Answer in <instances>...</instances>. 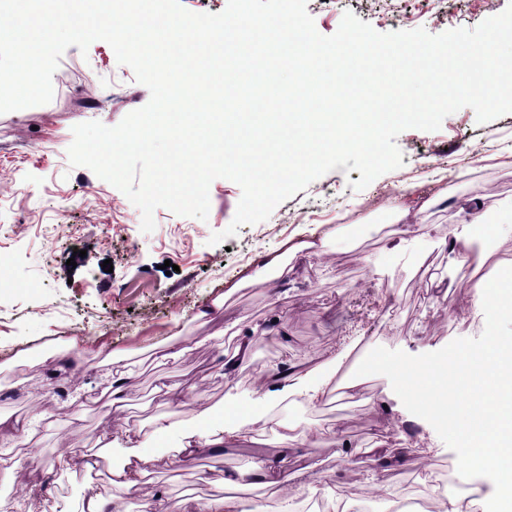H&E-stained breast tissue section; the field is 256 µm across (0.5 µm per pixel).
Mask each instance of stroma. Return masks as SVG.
Segmentation results:
<instances>
[{"label":"stroma","mask_w":512,"mask_h":512,"mask_svg":"<svg viewBox=\"0 0 512 512\" xmlns=\"http://www.w3.org/2000/svg\"><path fill=\"white\" fill-rule=\"evenodd\" d=\"M511 4L307 0V10L324 36L348 11L380 33L422 28L436 35L476 28ZM52 84L50 103L0 114V358L46 345L65 352L30 375L0 372V416L29 423L27 435H0V457L35 462L25 487L0 473V512H79L94 493L93 468L111 469L133 424L148 429L138 441L148 458L147 490L174 503L223 494L228 473L244 477L233 496L267 512H287L293 503L311 504L314 512L338 503L343 512H397L407 500L419 512H441L446 499L459 496L455 452L404 407L387 377L355 370L375 347L420 355L475 337V325L484 324L473 265L450 260L448 241L462 231L476 252L512 244V224L497 225L487 241L464 211L472 199L487 215L512 208V113L481 124L464 107L438 130H404L396 138L400 168L360 191L351 187L359 171L336 168L267 220L213 245L211 235L230 225L242 195L233 181H212L207 220L159 207L156 227L146 233L124 193L71 165L74 126H115L150 99L111 46L99 40L84 53L69 47ZM405 205L411 212L402 219ZM312 233L317 249L297 250ZM78 249L83 257H75ZM280 253L295 270L287 282L263 268L266 255ZM107 259L109 271L102 267ZM167 260L175 271L163 270ZM218 297L225 300L221 316L196 321ZM177 336L191 353L174 363L154 360V348ZM244 340L249 355L225 373V359ZM335 361L341 367L314 405L297 397L267 400L258 384L283 365L321 372ZM116 370L129 374L119 408L99 398ZM164 384L179 402L156 395ZM82 394L88 400L79 416L61 414ZM200 404L220 412L235 406L266 421L243 428L220 454L203 447L178 452L170 437L150 432L160 414L191 426ZM274 419L293 422L297 450L282 453L279 433L269 427ZM106 430L112 443L98 446ZM377 445L399 449L403 464L377 471L368 454ZM66 448L78 454L62 468L57 459ZM265 458L288 474L306 471V484L285 497L252 484L245 474Z\"/></svg>","instance_id":"35a3bbf8"}]
</instances>
